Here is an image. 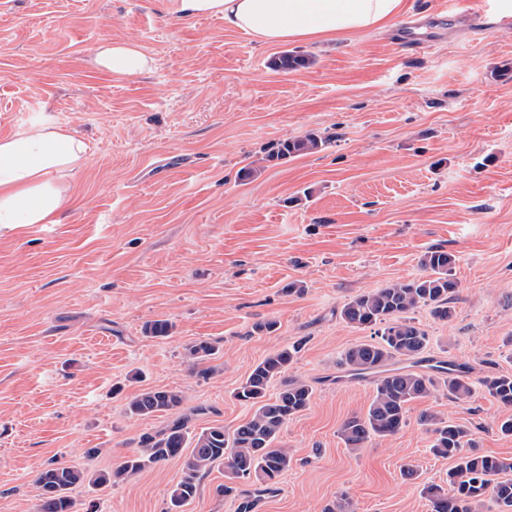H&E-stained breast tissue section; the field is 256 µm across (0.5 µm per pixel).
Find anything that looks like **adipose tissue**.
<instances>
[{
	"label": "adipose tissue",
	"instance_id": "ef3b65f1",
	"mask_svg": "<svg viewBox=\"0 0 512 512\" xmlns=\"http://www.w3.org/2000/svg\"><path fill=\"white\" fill-rule=\"evenodd\" d=\"M405 0H178L186 17L222 19L266 45L321 42L387 28ZM95 61L104 72L131 78L153 59L133 41L102 40ZM88 159V146L65 125L36 121L20 134L0 137V228L51 224L68 206L69 178Z\"/></svg>",
	"mask_w": 512,
	"mask_h": 512
}]
</instances>
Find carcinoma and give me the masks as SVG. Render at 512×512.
Listing matches in <instances>:
<instances>
[{"label": "carcinoma", "mask_w": 512, "mask_h": 512, "mask_svg": "<svg viewBox=\"0 0 512 512\" xmlns=\"http://www.w3.org/2000/svg\"><path fill=\"white\" fill-rule=\"evenodd\" d=\"M325 144L326 141L310 134L281 142L269 157H295L317 151ZM454 263L453 254L431 250L420 261L425 275L358 295L343 306L341 317L347 324L357 328L383 326L379 341L352 346L342 360L347 376L375 378L366 413L346 420L341 427L346 447L361 448L373 437L396 435L406 426L407 405L431 396L442 386L459 401L472 396L474 384L459 367L448 369V375L442 378L415 370V364L423 361L429 338L409 313L427 307L441 321L452 317L448 303L457 288L450 277ZM172 328L168 320L158 319L148 323L145 332L164 338ZM298 349L297 345L285 346L252 368L234 397L251 405L253 415L230 433L222 425H213L193 434L188 430L187 416L182 413L185 398L181 392L142 390L127 403L131 415L145 418L162 413L174 419L158 432L144 435L137 453L91 480L86 470L64 463L55 462L41 470L36 478L42 490L38 512H76V503L70 496L76 485L86 480L94 486L131 481L145 468L177 457L182 459V469L171 497L175 508L196 498L202 475L215 464L224 465L227 481L219 493L226 498L237 495L238 480L254 478L265 485L277 483L292 462L288 449L278 446L280 431L289 419L307 409L314 389L306 381L288 379L276 396L269 398L267 388L288 370ZM216 352L213 344L199 341L186 348L185 357L196 367ZM480 385L501 405L512 407V374L487 377ZM420 421L433 426L432 452L457 459L448 471L447 486L430 484L423 488L433 512H481L488 499L500 512H512V479H500L501 474L512 470L511 462L487 454H461L465 446H474L470 431L462 425L451 424L434 414H424Z\"/></svg>", "instance_id": "cac0c4a2"}]
</instances>
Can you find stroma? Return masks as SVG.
I'll list each match as a JSON object with an SVG mask.
<instances>
[{
	"label": "stroma",
	"instance_id": "obj_1",
	"mask_svg": "<svg viewBox=\"0 0 512 512\" xmlns=\"http://www.w3.org/2000/svg\"><path fill=\"white\" fill-rule=\"evenodd\" d=\"M174 3L0 0V136L46 116L89 146L56 223L0 230V512H37L48 463L109 468L163 428L168 416L127 413L143 389L183 391L191 432L233 431L253 413L235 389L297 341L287 375L314 393L279 435L291 467L272 489L250 481L227 498L213 466L182 512H322L339 498L347 512H432L422 488L455 462L431 452L421 414L512 462L495 427L512 410L480 388L466 402L442 389L408 404L398 434L346 448L340 428L374 383L340 362L378 336L340 312L448 251L452 317L413 314L425 359L474 381L512 373V29L465 0L446 12L406 0L383 31L266 45L218 18H179ZM103 38L140 44L151 71H99ZM285 53L308 67L278 68ZM310 133L326 145L269 160ZM158 319L169 337L146 336ZM267 320L273 332H254ZM199 341L218 349L205 377L184 357ZM180 471L172 459L71 495L78 512H168Z\"/></svg>",
	"mask_w": 512,
	"mask_h": 512
}]
</instances>
